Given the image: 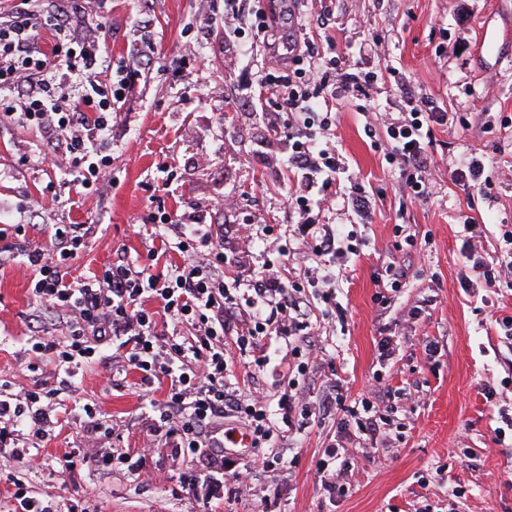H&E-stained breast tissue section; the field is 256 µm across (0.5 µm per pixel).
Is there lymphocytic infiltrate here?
<instances>
[{
  "label": "lymphocytic infiltrate",
  "mask_w": 512,
  "mask_h": 512,
  "mask_svg": "<svg viewBox=\"0 0 512 512\" xmlns=\"http://www.w3.org/2000/svg\"><path fill=\"white\" fill-rule=\"evenodd\" d=\"M30 4L31 0H18L10 18L0 21V112L20 113L28 132L40 134L73 158L86 156L105 145L114 105L126 99L146 61L136 57L117 71H102L99 29H77L70 13L62 10L51 16L54 44L44 50ZM256 83L290 114L305 118L303 126L289 125L283 134L288 143L286 166L307 180L318 178L323 186L335 185L339 166L321 147L331 134L332 121L317 107L340 90L363 95L359 76L339 58L326 56L304 41L291 63H277L259 74ZM405 107L408 119L386 129L389 157L397 161L407 185L420 196L425 184L419 175L426 170L432 127L446 123L447 116L421 113L418 100L412 97L406 98ZM324 203L321 197L295 199L296 208L305 215L299 232L309 240L311 255L318 258L335 250L334 234L317 233L311 218ZM14 231L16 238L7 250L33 268L35 301L46 309H68L77 319L64 341L42 339L31 347L36 360L29 364V371H38L39 359L51 358L55 385L44 383L15 392L10 380L0 378V447H18L26 427L39 438L61 428L56 406L61 388L72 387L83 365L98 361L101 346L108 343L125 349L127 362L139 372L142 384L166 382L153 432L174 455L191 462V470L179 475L184 485L197 486L206 476L227 470L220 418H235L252 434L258 448L266 447L273 437L274 414H281L283 422L291 421L294 403L246 394L232 382L225 344L233 342L241 355L252 357L254 367H263L271 337H298L311 326L298 299L300 288L271 269L245 287L229 288L218 275L224 265V245L213 225H191L186 240L177 244L183 256L179 266L157 271L159 253L151 249L145 261H113L88 281L67 280L64 272L81 248V225H57L46 248L31 245L24 225H15ZM149 298L161 301L162 312L146 308ZM162 313L191 322L195 341L159 331ZM81 411L94 464L142 478L153 457L154 442L136 453L98 447V439L108 429L95 406L83 404ZM230 473L235 495L245 496L244 469Z\"/></svg>",
  "instance_id": "f902f5d3"
}]
</instances>
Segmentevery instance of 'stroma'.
<instances>
[{
  "label": "stroma",
  "instance_id": "1",
  "mask_svg": "<svg viewBox=\"0 0 512 512\" xmlns=\"http://www.w3.org/2000/svg\"><path fill=\"white\" fill-rule=\"evenodd\" d=\"M80 20L101 24L111 65L132 54L152 64L112 114L113 183L86 196H69L73 167L50 142L19 130L0 116V227L38 224L34 243H50L55 224L86 227L84 246L68 276L93 277L126 256L162 249V265L181 254L163 250L174 231L156 238L148 230L161 213L183 223L215 225L224 241V272L241 283L273 265L284 280L304 283L314 341L324 355L296 387L280 379L292 357L273 342L270 363L246 391L296 403L341 385L347 404L380 392L390 410L387 440L353 448L351 487L337 495L316 471L317 461L340 434L343 411L332 408L291 428L278 429L271 446L282 461L266 467L258 451L242 448L235 466L250 464L253 512H512V447L492 440L498 409L512 410V282L489 288L476 279L464 241L476 255L507 260L504 232L512 230V0H246L232 28H225L229 0H81ZM273 19L280 34L257 31L253 9ZM150 21L144 31L142 21ZM304 25L320 50L335 46L354 73L369 78L363 98L339 97L331 140L343 169L317 221L340 240L345 253L331 256L336 269V311L326 314L318 289L306 286V243L298 212L287 199L305 184L289 172L278 136L259 116L261 101L248 88L273 53H287L283 35ZM180 79H173V72ZM425 98L448 115L435 127L429 150V195L415 197L397 163L388 157L389 123L402 119L403 96ZM483 158L492 186L470 193L450 173ZM367 195L369 214L353 209L354 193ZM57 194L51 210L43 198ZM473 231H464V223ZM274 225L275 243L260 237ZM406 277L388 308L375 298L389 263ZM32 268L14 260L0 266V370L14 372L16 388L52 379L51 366L29 372L34 330L64 339L75 315L40 310L31 293ZM394 340L395 355L380 364L377 343ZM102 357L116 369L108 378L99 364L83 367L66 407L95 404L110 436L104 448L136 450L155 424L167 386L141 384L124 353L106 346ZM86 445L77 421L40 442L35 466L0 458V503L9 504L13 478L39 496L86 512H238L231 498L206 499L182 485L186 460L158 448L148 477L99 469L87 461L62 473L64 455Z\"/></svg>",
  "mask_w": 512,
  "mask_h": 512
}]
</instances>
